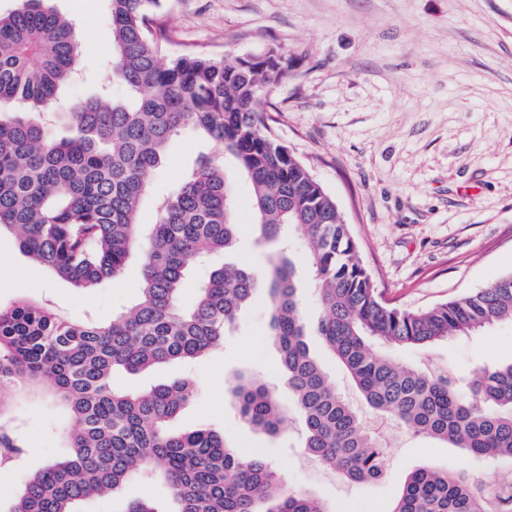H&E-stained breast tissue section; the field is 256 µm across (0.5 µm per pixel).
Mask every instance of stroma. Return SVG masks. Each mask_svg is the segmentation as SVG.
Returning <instances> with one entry per match:
<instances>
[{"label":"stroma","mask_w":512,"mask_h":512,"mask_svg":"<svg viewBox=\"0 0 512 512\" xmlns=\"http://www.w3.org/2000/svg\"><path fill=\"white\" fill-rule=\"evenodd\" d=\"M75 24L84 79L76 99L92 94L112 53L108 0H52ZM167 52L199 50L229 58L282 52L287 81L265 97L274 136L311 170L350 224L376 288L393 304L423 307L488 287L512 274V0H165ZM208 143L187 132L173 139L151 187L173 186ZM224 174L236 199L238 241L224 261L262 267L267 247L253 223L251 187L232 157ZM141 257L124 274L82 290L57 279L0 239V305L27 299L57 315L107 324L139 298ZM265 300L244 308L224 347L191 364L158 367L117 385L150 386L186 376L196 393L176 430L208 425L248 455L259 451L287 487L316 495L330 512H387L407 475L427 464L512 477V463L484 464L460 449L414 435L387 434L383 476L361 484L307 459L300 416L288 394L269 336ZM406 361L448 365L467 376L478 364L512 361V324L430 347L404 351ZM274 390L288 426L270 437L242 422L225 393L239 373ZM0 402L22 413L29 454L22 467L0 469V502L21 490L24 474L63 455L66 425L49 399L0 389ZM166 489L132 480L120 497H100L83 512H115Z\"/></svg>","instance_id":"stroma-1"}]
</instances>
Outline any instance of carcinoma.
<instances>
[{"mask_svg":"<svg viewBox=\"0 0 512 512\" xmlns=\"http://www.w3.org/2000/svg\"><path fill=\"white\" fill-rule=\"evenodd\" d=\"M109 80L74 101L81 70L75 25L43 0L0 12V236L75 288L90 289L142 258L137 302L109 324L72 321L43 304L0 306V388L46 390L66 410L67 452L25 476L0 512H79L117 495L135 478L169 492L168 512H327L309 493L276 490L264 455H241L220 431L176 433L170 423L190 402L191 380L139 390L116 386L135 374L190 362L223 348L240 311L264 298L288 393L300 414L304 450L349 481L383 474L385 445L336 391L307 336L321 338L363 403L383 419L475 458L512 461V361L473 370L459 385L448 367L422 368L396 352L512 323V275L473 293L421 309L388 303L363 263L335 200L262 118L268 91L288 78V58L227 60L187 50L162 55L163 0H109ZM62 119L68 135L51 130ZM190 128L208 153L157 198V222H138L151 174L170 141ZM231 155L253 189L263 244L289 226L310 244L305 256L320 311L305 319L290 250L267 255L263 269L226 263L183 302L190 263L231 250L237 240L234 191L224 177ZM242 421L268 435L285 416L278 396L245 374L229 386ZM27 453L22 420L0 404V462ZM431 464L406 478L389 512H512V481Z\"/></svg>","mask_w":512,"mask_h":512,"instance_id":"obj_1","label":"carcinoma"}]
</instances>
